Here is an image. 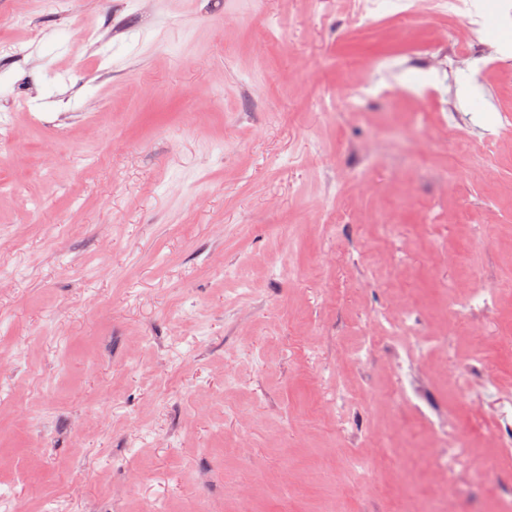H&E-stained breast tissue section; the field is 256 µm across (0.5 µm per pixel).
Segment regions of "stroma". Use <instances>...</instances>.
Listing matches in <instances>:
<instances>
[{
    "label": "stroma",
    "mask_w": 512,
    "mask_h": 512,
    "mask_svg": "<svg viewBox=\"0 0 512 512\" xmlns=\"http://www.w3.org/2000/svg\"><path fill=\"white\" fill-rule=\"evenodd\" d=\"M431 0H0L31 14L0 56V512H405L433 494L420 422L367 310L442 308L470 279L512 286V43ZM100 34L81 39L78 18ZM433 51L430 69L419 51ZM387 60V67L370 63ZM434 85L352 116L361 84ZM498 140L478 163L448 125ZM347 206L346 223L333 220ZM480 342L512 406V293ZM337 384L373 486L336 423ZM479 429L451 383L426 390ZM263 471L262 487L248 472Z\"/></svg>",
    "instance_id": "1"
}]
</instances>
